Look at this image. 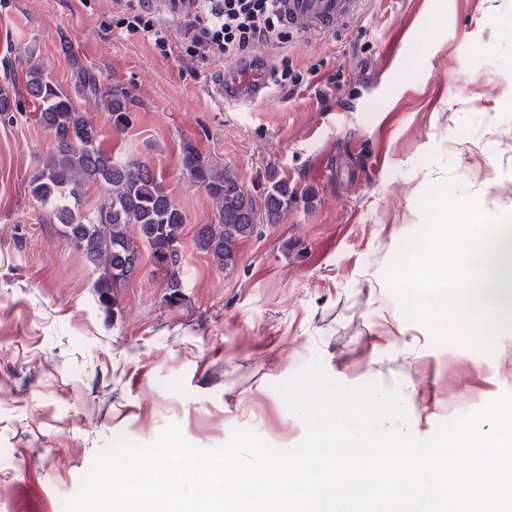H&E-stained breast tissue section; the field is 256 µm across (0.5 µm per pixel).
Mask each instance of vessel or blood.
<instances>
[{
  "mask_svg": "<svg viewBox=\"0 0 512 512\" xmlns=\"http://www.w3.org/2000/svg\"><path fill=\"white\" fill-rule=\"evenodd\" d=\"M361 0H281L280 10L288 27L308 35L332 32L356 15ZM271 71L264 56L248 64L225 67L210 85L211 96L221 106H248L267 97Z\"/></svg>",
  "mask_w": 512,
  "mask_h": 512,
  "instance_id": "vessel-or-blood-1",
  "label": "vessel or blood"
}]
</instances>
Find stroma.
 I'll return each instance as SVG.
<instances>
[{"instance_id": "35a3bbf8", "label": "stroma", "mask_w": 512, "mask_h": 512, "mask_svg": "<svg viewBox=\"0 0 512 512\" xmlns=\"http://www.w3.org/2000/svg\"><path fill=\"white\" fill-rule=\"evenodd\" d=\"M120 11L115 0H0V86L38 67L105 149L161 176L186 215L184 299L164 301L144 246L117 313L105 311L96 272L30 192L53 141L33 118L40 103L21 94L17 121L0 118V512H64L121 432L149 442L174 423L212 448L240 428L293 446L304 426L276 386L314 358L341 383L400 388L422 439L512 392V334L491 356L435 344L384 278L443 174L430 153L451 162L462 195L512 210V0H364L332 33L256 44L303 84L226 108L208 95L216 63L182 47V15H159L163 54L121 32ZM87 76L130 91L125 130L84 90ZM187 143L255 205L233 272L194 245L216 210L182 166ZM277 181L292 202L271 219Z\"/></svg>"}]
</instances>
